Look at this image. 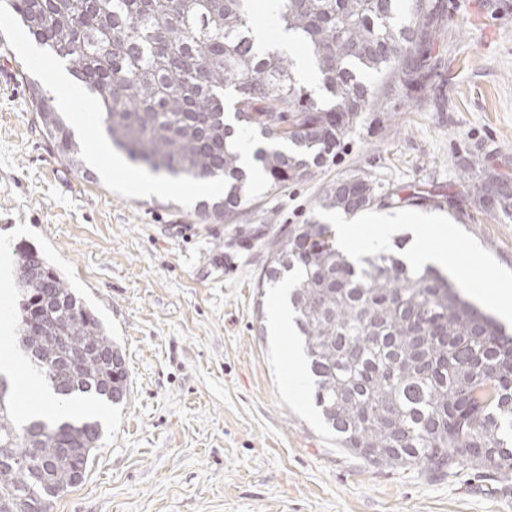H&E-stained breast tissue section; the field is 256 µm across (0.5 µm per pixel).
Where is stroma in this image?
I'll return each instance as SVG.
<instances>
[{"mask_svg":"<svg viewBox=\"0 0 512 512\" xmlns=\"http://www.w3.org/2000/svg\"><path fill=\"white\" fill-rule=\"evenodd\" d=\"M0 14V363L11 393L29 374L18 349L14 251H38L107 329L124 358L126 395L113 404L66 403L103 432L83 480L50 512H512V483L461 469L386 468L339 448L309 391L294 328L275 333L276 290L259 287L268 252L288 226L317 221L366 235L390 229L410 249L417 225L429 247L458 264L464 288L499 294L512 282V214L493 219L460 185L478 159L512 180V0H444L430 58L413 89L382 77L338 155L302 180L271 186L249 175L242 215L202 220L196 205L224 196L190 177L163 176L142 193L132 174L102 158L103 112L63 62ZM52 61V60H51ZM53 96L83 146L86 175L60 161L28 92ZM350 176L418 196L412 206L355 215L321 207L329 183Z\"/></svg>","mask_w":512,"mask_h":512,"instance_id":"obj_1","label":"stroma"}]
</instances>
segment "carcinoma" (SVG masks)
I'll use <instances>...</instances> for the list:
<instances>
[{
	"label": "carcinoma",
	"instance_id": "obj_1",
	"mask_svg": "<svg viewBox=\"0 0 512 512\" xmlns=\"http://www.w3.org/2000/svg\"><path fill=\"white\" fill-rule=\"evenodd\" d=\"M36 42L67 64L105 114L108 136L155 172L224 178V198L198 204L204 219L235 216L248 194L242 137L274 186L335 157L370 111L372 75L408 88L427 60L437 0H278L277 17L321 76L316 99L288 54L256 44L248 0H0ZM36 116L61 160L82 172L83 149L32 87ZM478 204L512 212L499 174L482 178ZM362 177L328 185L322 207L354 215L374 203H412ZM288 280L313 400L346 450L383 467L450 476L464 467L512 481V333L464 298L432 265L393 252L353 262L327 224H297L268 253L263 280ZM19 343L27 368L53 391L117 403L127 371L112 339L63 276L36 250H18ZM89 418L20 425L0 395V512H49L84 477L101 437ZM53 473L52 494L42 465Z\"/></svg>",
	"mask_w": 512,
	"mask_h": 512
}]
</instances>
